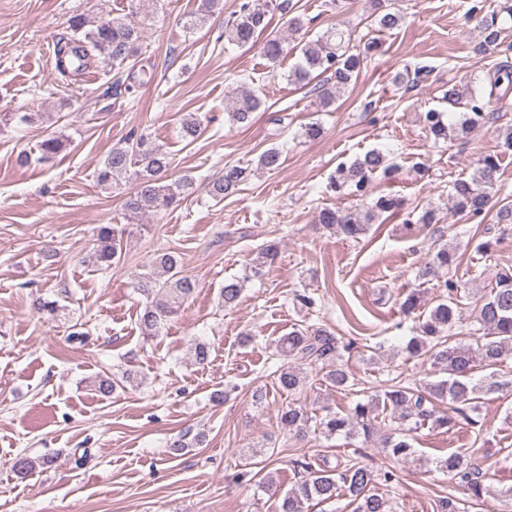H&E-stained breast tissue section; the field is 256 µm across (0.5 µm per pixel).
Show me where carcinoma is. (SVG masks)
Returning a JSON list of instances; mask_svg holds the SVG:
<instances>
[{
	"instance_id": "obj_1",
	"label": "carcinoma",
	"mask_w": 512,
	"mask_h": 512,
	"mask_svg": "<svg viewBox=\"0 0 512 512\" xmlns=\"http://www.w3.org/2000/svg\"><path fill=\"white\" fill-rule=\"evenodd\" d=\"M279 10L290 14L288 32L293 33L304 27L300 15H292L291 0H241L224 26V38L240 47L261 44V54L275 63L287 54V41L280 36H269L259 40L267 30L269 13ZM224 12V0H203L198 23H205L211 16ZM471 16L480 17L484 43L495 44L501 35L500 16L507 14L512 20V0H505L499 9L485 12V0H471L468 10ZM136 7L115 17L90 22L77 15L70 20L72 35L63 37L57 43L56 69L63 78L82 75L97 64L110 65L120 70L127 65L135 66L141 52L142 27L137 20ZM403 16L396 10L384 9L370 20L369 27L379 32L391 31L400 26ZM351 33L335 28L306 43L300 49V61L292 76L294 82L306 86L317 77L326 76V82L314 88L322 107L336 101V93L346 88L359 75L364 55L377 50L376 38H367L364 52H355L350 46ZM512 91V63L501 61L488 70L484 80L471 84L460 91L456 86L448 87L444 98L450 104L465 100V113L460 123L453 125L445 121L444 113L430 110L424 115V126L431 138L446 141L454 136L487 123L490 120L488 107L495 99L504 98ZM259 95L250 90L236 93L227 100L225 112L229 121L248 126L254 114L262 108ZM202 132V123L193 114L181 122L182 137L192 143ZM66 139L50 132L37 145L39 160L51 161L62 150ZM282 152L272 147L264 151L257 160L261 170H275L281 165ZM171 166L170 154L145 132L132 131L123 141L112 146L101 166L96 171L97 183L106 186L125 175L136 181L134 192L124 202L130 216L145 215L167 208L192 189L193 178L167 183L163 175ZM396 168L387 162L378 151H369L350 164L336 169L329 187L332 191L359 198L369 197V186L376 177L391 180ZM250 171L237 165L224 167V175L211 182L210 194L223 199L240 190ZM500 155L485 154L476 161V168L468 178H458L451 184L449 196L454 209L469 220L483 219L492 208L498 192ZM400 203L391 196H379L364 208L338 211L323 209L319 212L318 223L330 230H341L351 238L364 234L375 213H393ZM126 229L117 224H102L97 230L90 259L101 268H110L120 262L123 253ZM279 241L274 238L265 242L251 260L249 274L224 283L219 299L225 308L237 305L244 283L250 275H257L263 268L274 263L279 255ZM456 252L442 245L431 259L419 270V278L431 281L439 277L443 269L457 265ZM446 296L440 303L425 311L421 309L420 292L407 294L402 310L411 313L420 311L419 335L412 338L405 347L408 356H425L439 366L448 378L417 385L408 381H397L381 392L359 400L345 414L327 409L325 415H310L299 403L292 402L278 411L280 424L289 433L297 436L313 427L328 436L343 435L348 439H370L386 426V421L397 424V435L385 438L386 447L396 459L406 460L414 449L407 433L431 423L436 428L448 431L455 428L458 418L468 419L461 406L471 403L483 388L499 389L512 387V380L506 383L491 381L489 384L473 383L472 376L479 368L489 369L501 364L512 354V267L499 270L495 283L481 302L474 306V321L479 324L483 335L475 345L453 342L456 326L462 319L461 305L464 296L459 285L452 278L439 281ZM137 291L145 298L138 321L149 335L158 333L171 318L193 297L196 283L181 274V258L173 251H158L154 254L148 272L137 276ZM355 342L341 341L335 334L321 328L295 326L287 335L279 338L276 352L283 364L274 372L278 386L288 394H296L304 385V378L291 366L293 360H304L310 364L320 362L328 368L326 380L340 388L348 386L349 371L339 362L343 354L351 353ZM452 404L451 412L440 411L436 402ZM50 463L48 459H33L20 456L14 463L15 470L28 475L40 466ZM436 467L450 473L459 486L468 491L469 498L476 502L484 500L488 492L483 472L471 464L466 456L452 453L435 460ZM295 466L305 476L283 497L280 512H304V503H324L344 494L354 504L353 512H393L389 502L375 493L374 483L378 474L366 465L353 463L338 471L329 467L315 469L303 461Z\"/></svg>"
}]
</instances>
